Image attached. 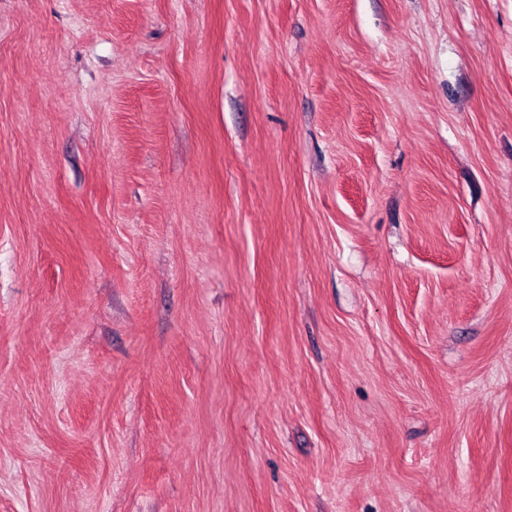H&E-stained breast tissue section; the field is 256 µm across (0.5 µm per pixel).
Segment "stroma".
Listing matches in <instances>:
<instances>
[{
	"mask_svg": "<svg viewBox=\"0 0 512 512\" xmlns=\"http://www.w3.org/2000/svg\"><path fill=\"white\" fill-rule=\"evenodd\" d=\"M0 512H512V0H0Z\"/></svg>",
	"mask_w": 512,
	"mask_h": 512,
	"instance_id": "stroma-1",
	"label": "stroma"
}]
</instances>
